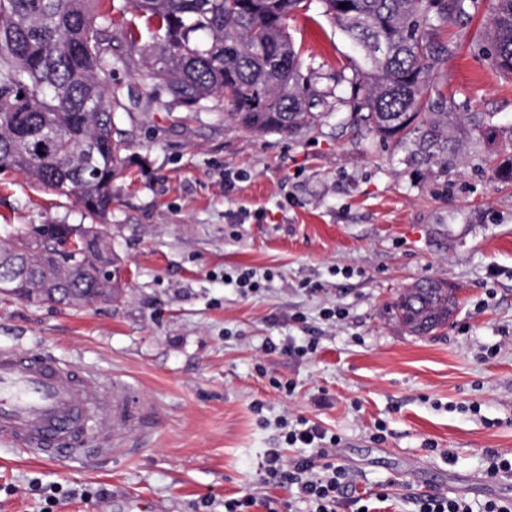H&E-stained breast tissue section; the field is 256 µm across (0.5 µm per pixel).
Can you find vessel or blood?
Wrapping results in <instances>:
<instances>
[{
	"instance_id": "1",
	"label": "vessel or blood",
	"mask_w": 512,
	"mask_h": 512,
	"mask_svg": "<svg viewBox=\"0 0 512 512\" xmlns=\"http://www.w3.org/2000/svg\"><path fill=\"white\" fill-rule=\"evenodd\" d=\"M132 410L121 381L77 372L50 355L0 350V437L31 457L86 459L93 426H126Z\"/></svg>"
}]
</instances>
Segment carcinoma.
<instances>
[{"label": "carcinoma", "instance_id": "carcinoma-1", "mask_svg": "<svg viewBox=\"0 0 512 512\" xmlns=\"http://www.w3.org/2000/svg\"><path fill=\"white\" fill-rule=\"evenodd\" d=\"M306 0H134L153 31L144 80L188 111L227 99L230 119L257 134L313 130L317 93L301 74L288 19ZM355 57L351 103L359 121L388 140L421 120L437 36L462 0H321ZM345 7H340V4ZM112 0H0V167L24 174L90 216L112 213V181L127 142L116 129V89L106 84L123 58L112 50ZM490 45L495 69L512 76V0H497ZM60 277L92 302L115 287L92 261L32 257L29 287ZM409 332L448 324V287L413 285L394 303Z\"/></svg>", "mask_w": 512, "mask_h": 512}]
</instances>
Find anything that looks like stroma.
Segmentation results:
<instances>
[{"instance_id":"obj_1","label":"stroma","mask_w":512,"mask_h":512,"mask_svg":"<svg viewBox=\"0 0 512 512\" xmlns=\"http://www.w3.org/2000/svg\"><path fill=\"white\" fill-rule=\"evenodd\" d=\"M495 0H464L445 32L426 110L452 112L385 141L351 112L352 50L320 0L288 31L321 92L318 127L258 135L225 121L227 102L190 112L124 56L115 122L129 148L102 228L125 268L110 300L81 305L0 292V349L50 354L127 383L144 430L92 461L33 460L0 438V512H210L256 490L285 423L339 437L332 452L377 512L430 495L480 505L512 498L486 475L512 452V79L490 55ZM75 197L0 168V239L41 224L86 225ZM262 278L243 291L231 276ZM438 280L457 305L418 336L391 305ZM339 307L341 320L324 319ZM275 350H268V343ZM291 382L292 393L270 378Z\"/></svg>"}]
</instances>
